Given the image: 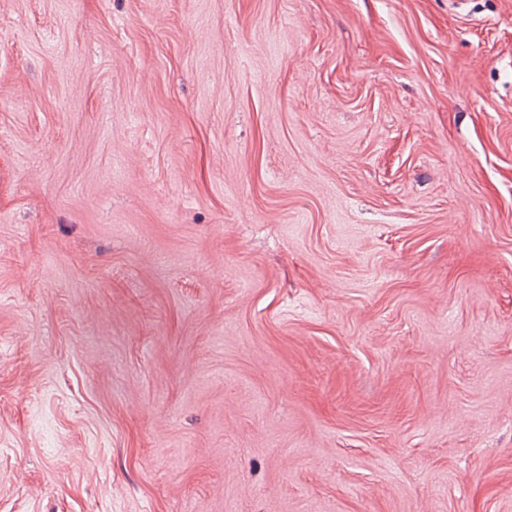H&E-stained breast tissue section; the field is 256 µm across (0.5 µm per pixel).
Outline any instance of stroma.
<instances>
[{
    "mask_svg": "<svg viewBox=\"0 0 512 512\" xmlns=\"http://www.w3.org/2000/svg\"><path fill=\"white\" fill-rule=\"evenodd\" d=\"M0 512H512V0H0Z\"/></svg>",
    "mask_w": 512,
    "mask_h": 512,
    "instance_id": "35a3bbf8",
    "label": "stroma"
}]
</instances>
